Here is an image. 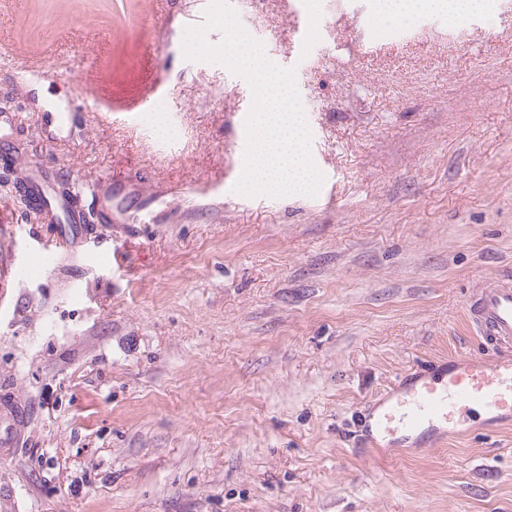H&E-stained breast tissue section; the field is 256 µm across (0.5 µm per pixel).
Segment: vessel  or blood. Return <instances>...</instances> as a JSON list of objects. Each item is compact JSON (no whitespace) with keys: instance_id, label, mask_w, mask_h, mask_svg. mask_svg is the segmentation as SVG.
Instances as JSON below:
<instances>
[{"instance_id":"vessel-or-blood-1","label":"vessel or blood","mask_w":512,"mask_h":512,"mask_svg":"<svg viewBox=\"0 0 512 512\" xmlns=\"http://www.w3.org/2000/svg\"><path fill=\"white\" fill-rule=\"evenodd\" d=\"M56 176L54 164H37L22 188L28 212L60 227L54 246L32 258L42 268L58 249L80 239L87 216L73 205V197L101 200L112 194L111 182L90 185L75 172L62 193L54 187ZM469 314L484 349L453 357L442 371L430 366L406 372L362 412L356 430L360 447L385 450L439 441L460 432L477 409L490 426L512 420V280L478 285Z\"/></svg>"}]
</instances>
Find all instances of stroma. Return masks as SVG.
Returning <instances> with one entry per match:
<instances>
[{
    "mask_svg": "<svg viewBox=\"0 0 512 512\" xmlns=\"http://www.w3.org/2000/svg\"><path fill=\"white\" fill-rule=\"evenodd\" d=\"M379 2L230 0L295 68L325 176L271 198L234 191L249 84L183 55L209 0H0L18 131L0 254L24 267L58 231L25 211L19 171L126 178L81 251L0 277V387L26 416L0 512H512L511 423L387 453L350 440L400 375L478 349L468 297L512 267V0L395 31ZM22 61L58 74L46 97ZM50 95L71 108L60 139L36 123Z\"/></svg>",
    "mask_w": 512,
    "mask_h": 512,
    "instance_id": "35a3bbf8",
    "label": "stroma"
}]
</instances>
